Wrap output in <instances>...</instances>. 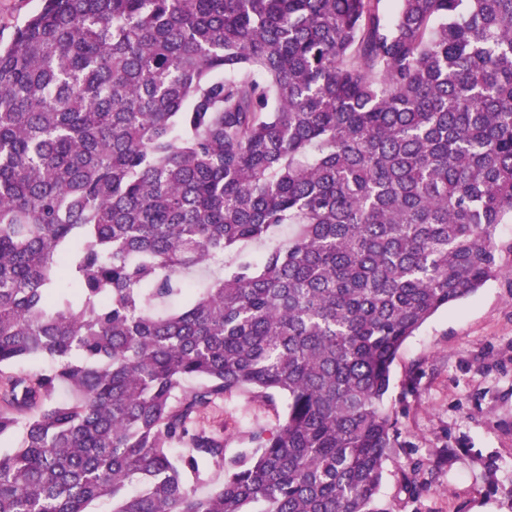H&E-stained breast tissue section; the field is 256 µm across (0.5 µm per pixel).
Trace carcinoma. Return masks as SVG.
Listing matches in <instances>:
<instances>
[{
	"instance_id": "cac0c4a2",
	"label": "carcinoma",
	"mask_w": 512,
	"mask_h": 512,
	"mask_svg": "<svg viewBox=\"0 0 512 512\" xmlns=\"http://www.w3.org/2000/svg\"><path fill=\"white\" fill-rule=\"evenodd\" d=\"M511 221L512 0H41L0 44V512H392V364ZM234 395L282 410L231 454Z\"/></svg>"
}]
</instances>
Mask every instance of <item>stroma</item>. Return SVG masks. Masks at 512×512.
I'll return each mask as SVG.
<instances>
[{"label":"stroma","mask_w":512,"mask_h":512,"mask_svg":"<svg viewBox=\"0 0 512 512\" xmlns=\"http://www.w3.org/2000/svg\"><path fill=\"white\" fill-rule=\"evenodd\" d=\"M501 274L439 310L403 344L386 406L400 446L381 486L393 512H512V223L498 234ZM275 412L244 398L219 401L201 425L239 448ZM417 474L415 487L403 475Z\"/></svg>","instance_id":"obj_1"}]
</instances>
